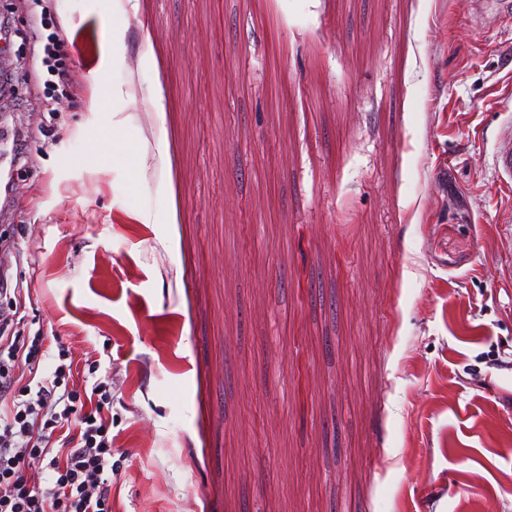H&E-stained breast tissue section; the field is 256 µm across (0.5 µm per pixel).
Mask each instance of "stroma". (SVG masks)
<instances>
[{
    "label": "stroma",
    "mask_w": 512,
    "mask_h": 512,
    "mask_svg": "<svg viewBox=\"0 0 512 512\" xmlns=\"http://www.w3.org/2000/svg\"><path fill=\"white\" fill-rule=\"evenodd\" d=\"M507 10L53 0L50 92L0 0L4 272L26 333L112 380V512H512ZM47 12H49L48 18ZM40 25L44 30H46L47 27H50L52 30L47 36H44V33L40 30V28L38 29V33H35L36 38L39 41H43L44 39L46 40V43L43 46L44 56L41 58V64L46 67L48 74L57 78L58 84H64L69 80V73L68 70L62 65L61 60L58 57V46L61 41V34L59 29L54 26L51 20L48 6L42 8ZM493 165L498 175L508 178L512 185V126L503 128L498 136Z\"/></svg>",
    "instance_id": "1"
}]
</instances>
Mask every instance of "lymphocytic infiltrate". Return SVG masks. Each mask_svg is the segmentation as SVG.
Returning a JSON list of instances; mask_svg holds the SVG:
<instances>
[{
  "instance_id": "obj_1",
  "label": "lymphocytic infiltrate",
  "mask_w": 512,
  "mask_h": 512,
  "mask_svg": "<svg viewBox=\"0 0 512 512\" xmlns=\"http://www.w3.org/2000/svg\"><path fill=\"white\" fill-rule=\"evenodd\" d=\"M17 319V291L0 273V512H112V381L70 383L71 349L49 355Z\"/></svg>"
}]
</instances>
